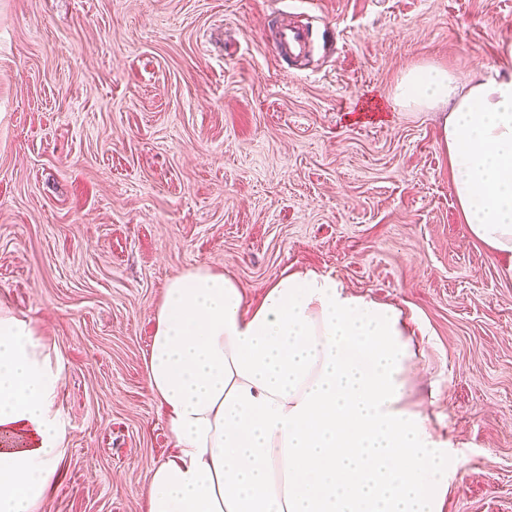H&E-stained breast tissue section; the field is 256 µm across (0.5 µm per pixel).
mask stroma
Instances as JSON below:
<instances>
[{
  "label": "stroma",
  "instance_id": "stroma-1",
  "mask_svg": "<svg viewBox=\"0 0 512 512\" xmlns=\"http://www.w3.org/2000/svg\"><path fill=\"white\" fill-rule=\"evenodd\" d=\"M507 39L512 0H0V305L64 366L45 512H147L155 310L201 264L254 303L314 269L413 312L442 512H512V261L467 232L437 114L389 101L418 65L495 76ZM276 40L283 56H295L304 52L313 41L308 28L281 26L276 31Z\"/></svg>",
  "mask_w": 512,
  "mask_h": 512
}]
</instances>
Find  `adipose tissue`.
Segmentation results:
<instances>
[{"instance_id": "1", "label": "adipose tissue", "mask_w": 512, "mask_h": 512, "mask_svg": "<svg viewBox=\"0 0 512 512\" xmlns=\"http://www.w3.org/2000/svg\"><path fill=\"white\" fill-rule=\"evenodd\" d=\"M495 78L407 70L400 110L442 113L454 200L470 234L512 259V40ZM413 320L331 274L287 271L258 303L206 265L170 280L146 383L176 452L148 512H441L450 448L412 408ZM60 358L0 307V512H43L66 428Z\"/></svg>"}]
</instances>
